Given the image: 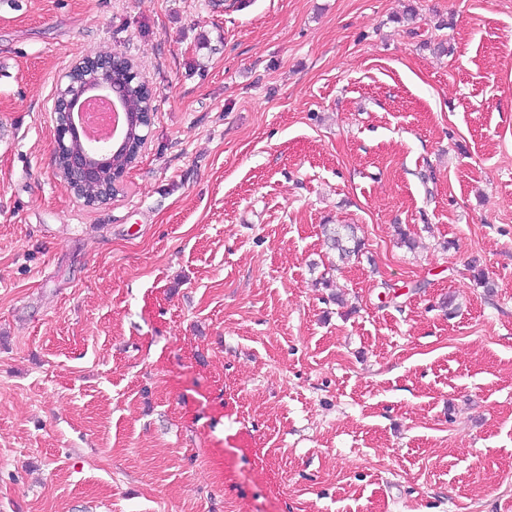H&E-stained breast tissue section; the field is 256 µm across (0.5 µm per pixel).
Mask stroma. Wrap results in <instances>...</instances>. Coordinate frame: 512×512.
<instances>
[{"mask_svg": "<svg viewBox=\"0 0 512 512\" xmlns=\"http://www.w3.org/2000/svg\"><path fill=\"white\" fill-rule=\"evenodd\" d=\"M102 49L155 112L88 207ZM0 512H512V0H0ZM149 87L139 65L130 63L114 72L111 59L98 54L85 55L64 71L57 80L52 102L55 132V160L61 155L68 181L76 188L97 182L116 190L123 186L125 172L121 175L112 169H101L91 162L94 152L102 151L86 142L87 146L73 148L75 139L81 138L75 115L78 103L91 92H103L111 100H120L127 93ZM151 90V88H150ZM110 115L103 110H88L85 103H82L79 126L87 141H95V138H101L110 132ZM326 245L336 250L341 257H358L364 243L355 236L354 228L348 224H326L323 227Z\"/></svg>", "mask_w": 512, "mask_h": 512, "instance_id": "1", "label": "stroma"}]
</instances>
